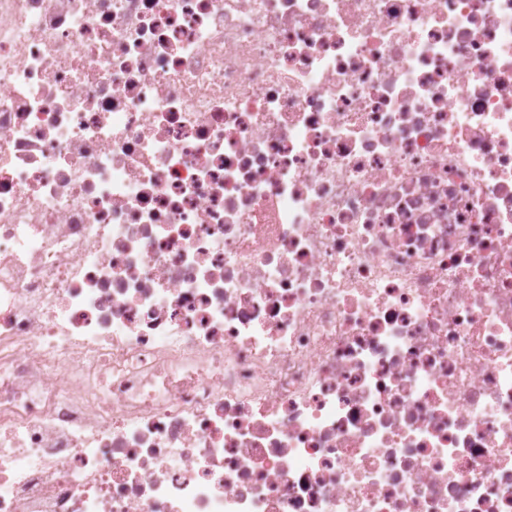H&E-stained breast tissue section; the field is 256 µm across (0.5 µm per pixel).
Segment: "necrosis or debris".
Segmentation results:
<instances>
[{"instance_id":"obj_1","label":"necrosis or debris","mask_w":512,"mask_h":512,"mask_svg":"<svg viewBox=\"0 0 512 512\" xmlns=\"http://www.w3.org/2000/svg\"><path fill=\"white\" fill-rule=\"evenodd\" d=\"M0 512H512V0H0Z\"/></svg>"}]
</instances>
